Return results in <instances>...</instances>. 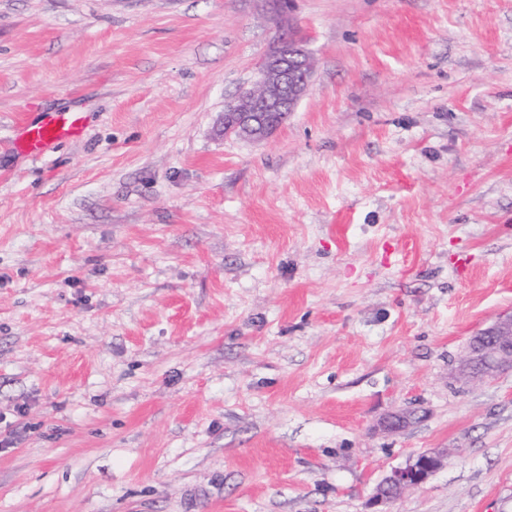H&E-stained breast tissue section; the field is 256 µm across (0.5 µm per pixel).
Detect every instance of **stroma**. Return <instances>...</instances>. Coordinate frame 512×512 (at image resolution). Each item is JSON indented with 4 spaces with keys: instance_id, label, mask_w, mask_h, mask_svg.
Returning <instances> with one entry per match:
<instances>
[{
    "instance_id": "obj_1",
    "label": "stroma",
    "mask_w": 512,
    "mask_h": 512,
    "mask_svg": "<svg viewBox=\"0 0 512 512\" xmlns=\"http://www.w3.org/2000/svg\"><path fill=\"white\" fill-rule=\"evenodd\" d=\"M511 310L512 0H0V512H371L429 448L391 512H512V371L454 377ZM313 75L306 43L281 33L251 84L238 92L219 117L217 136L259 142L274 135L305 96ZM82 129L78 112H64L40 123L19 124V142L27 153L37 156L58 141L79 136ZM447 455L443 450L422 452L392 469L376 486L371 507H384L402 492L424 485L443 466Z\"/></svg>"
}]
</instances>
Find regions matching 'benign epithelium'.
Masks as SVG:
<instances>
[{
	"label": "benign epithelium",
	"mask_w": 512,
	"mask_h": 512,
	"mask_svg": "<svg viewBox=\"0 0 512 512\" xmlns=\"http://www.w3.org/2000/svg\"><path fill=\"white\" fill-rule=\"evenodd\" d=\"M313 75V62L306 43L288 33L278 36L251 84L238 92L219 117L214 132L259 142L274 135L305 96ZM512 370V313L499 317L489 327L470 337L457 366V376L469 382H484L499 372ZM406 412L382 421L388 432L410 425ZM447 452L419 453L391 470L376 486L371 507L389 504L402 492L424 485L444 464Z\"/></svg>",
	"instance_id": "benign-epithelium-1"
}]
</instances>
